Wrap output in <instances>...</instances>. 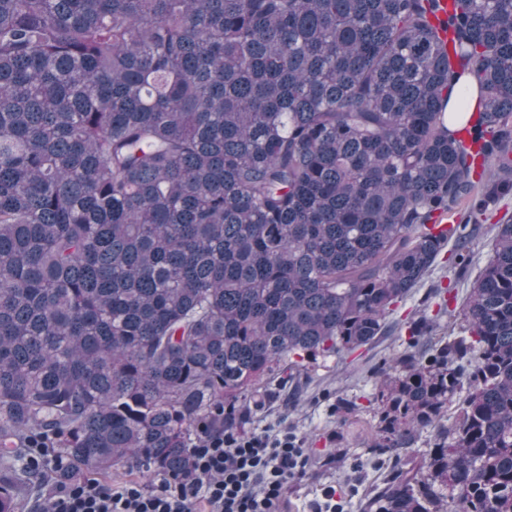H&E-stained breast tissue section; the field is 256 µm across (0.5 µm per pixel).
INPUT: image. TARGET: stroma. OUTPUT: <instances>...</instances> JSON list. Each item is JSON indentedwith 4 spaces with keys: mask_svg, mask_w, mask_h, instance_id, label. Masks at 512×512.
Listing matches in <instances>:
<instances>
[{
    "mask_svg": "<svg viewBox=\"0 0 512 512\" xmlns=\"http://www.w3.org/2000/svg\"><path fill=\"white\" fill-rule=\"evenodd\" d=\"M448 221L466 227L467 265H456L458 244L449 240L428 274L389 314L386 336L354 353L321 357L301 371L278 373L264 380L249 400L240 430L274 429L285 422L309 450V466L289 482L279 512H309L328 487L335 489L344 512H366L368 500L396 473L394 458L366 439L377 421L378 373L402 355L461 335L457 315L489 260L495 225L512 222V192L494 197L477 221H470L464 203ZM423 317L432 319L433 331L410 335L411 322Z\"/></svg>",
    "mask_w": 512,
    "mask_h": 512,
    "instance_id": "35a3bbf8",
    "label": "stroma"
}]
</instances>
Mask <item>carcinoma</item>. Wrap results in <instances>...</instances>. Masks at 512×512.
<instances>
[{
	"label": "carcinoma",
	"mask_w": 512,
	"mask_h": 512,
	"mask_svg": "<svg viewBox=\"0 0 512 512\" xmlns=\"http://www.w3.org/2000/svg\"><path fill=\"white\" fill-rule=\"evenodd\" d=\"M437 10L0 0V512L45 477L189 476L283 364L374 343L449 239L469 260L433 230L482 210L477 157L512 173V0ZM462 316L383 370L372 447L434 436L369 512H512V223ZM54 457V448L45 438L32 439L26 450V461L34 472H41L44 463Z\"/></svg>",
	"instance_id": "1"
}]
</instances>
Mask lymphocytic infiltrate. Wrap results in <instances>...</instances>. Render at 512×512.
<instances>
[{"mask_svg":"<svg viewBox=\"0 0 512 512\" xmlns=\"http://www.w3.org/2000/svg\"><path fill=\"white\" fill-rule=\"evenodd\" d=\"M192 474L153 488L115 487L92 477L47 486L30 512H278L288 481L304 472L308 450L297 433L226 430L203 436L191 450Z\"/></svg>","mask_w":512,"mask_h":512,"instance_id":"lymphocytic-infiltrate-1","label":"lymphocytic infiltrate"}]
</instances>
